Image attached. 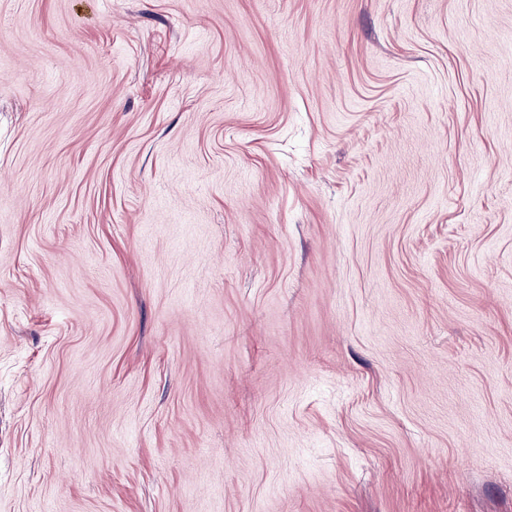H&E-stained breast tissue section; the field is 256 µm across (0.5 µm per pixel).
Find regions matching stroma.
I'll list each match as a JSON object with an SVG mask.
<instances>
[{"label": "stroma", "instance_id": "obj_1", "mask_svg": "<svg viewBox=\"0 0 512 512\" xmlns=\"http://www.w3.org/2000/svg\"><path fill=\"white\" fill-rule=\"evenodd\" d=\"M0 512H512V0H0Z\"/></svg>", "mask_w": 512, "mask_h": 512}]
</instances>
